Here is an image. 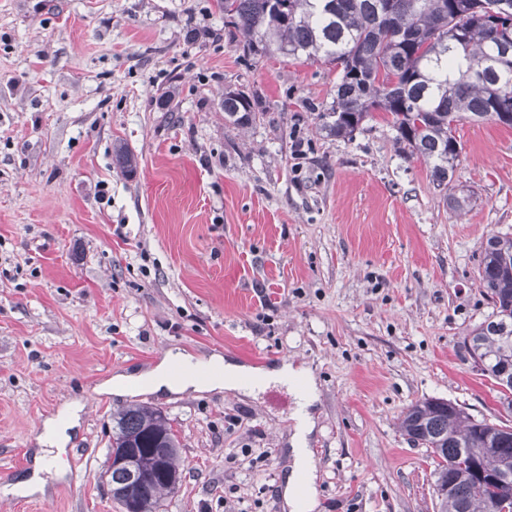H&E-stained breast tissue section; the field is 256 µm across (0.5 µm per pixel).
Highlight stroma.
Returning a JSON list of instances; mask_svg holds the SVG:
<instances>
[{"label": "stroma", "instance_id": "35a3bbf8", "mask_svg": "<svg viewBox=\"0 0 512 512\" xmlns=\"http://www.w3.org/2000/svg\"><path fill=\"white\" fill-rule=\"evenodd\" d=\"M337 76L245 55L215 0H0V489L30 474L45 420L83 407L63 477L0 512H120L105 465L129 399L100 387L171 349L313 375L314 512H436L434 463L400 428L412 403L512 427L463 346L493 311L481 244L512 236V128L459 125L442 189L385 113L315 133ZM228 89L263 117L225 123ZM137 400L181 443L162 512H284L287 387Z\"/></svg>", "mask_w": 512, "mask_h": 512}]
</instances>
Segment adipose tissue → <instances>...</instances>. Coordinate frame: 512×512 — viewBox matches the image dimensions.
Segmentation results:
<instances>
[{
  "instance_id": "obj_1",
  "label": "adipose tissue",
  "mask_w": 512,
  "mask_h": 512,
  "mask_svg": "<svg viewBox=\"0 0 512 512\" xmlns=\"http://www.w3.org/2000/svg\"><path fill=\"white\" fill-rule=\"evenodd\" d=\"M186 365L187 356L182 353H166L164 360L154 368L132 374H117L102 385L101 390L110 394L134 393L144 390L150 393L164 394L194 392L203 393L216 388L244 395L255 394L272 383L284 385L294 384L303 380L304 386L298 391V408L295 412V433L293 439V464L287 475L283 488L285 505L290 512H313L316 506V468L312 462V454L306 446V436L313 427V421L308 413L314 402L315 383L312 376H300L290 364L269 370H254L219 356L209 361L210 372L200 376L188 369L183 376L172 377L169 368L172 363ZM80 405H72L65 421L47 420L40 437L41 453L34 460V472L30 478L20 480L14 485V492L24 495L44 492L46 472H54L56 477H63V470H52L53 461L60 459L67 451L71 439L69 430L74 427L79 418Z\"/></svg>"
}]
</instances>
